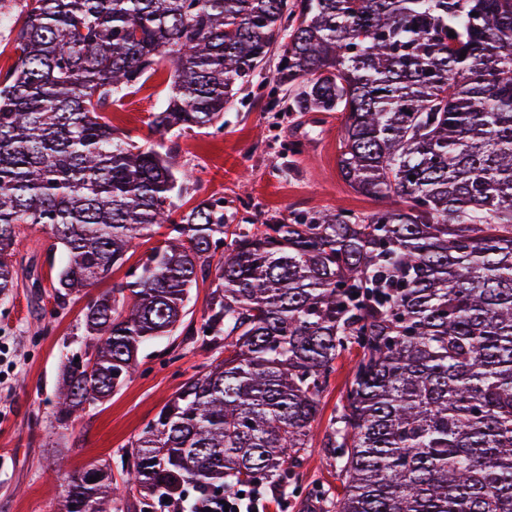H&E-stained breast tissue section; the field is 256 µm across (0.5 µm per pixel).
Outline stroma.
Wrapping results in <instances>:
<instances>
[{
    "label": "stroma",
    "mask_w": 512,
    "mask_h": 512,
    "mask_svg": "<svg viewBox=\"0 0 512 512\" xmlns=\"http://www.w3.org/2000/svg\"><path fill=\"white\" fill-rule=\"evenodd\" d=\"M170 71L161 66L113 107L109 118L121 136L140 144L154 140L148 117L165 101ZM254 91L251 85L240 91L237 104L224 114L222 132L179 139L177 161L199 178L197 198L223 197L239 224L272 217L289 221L303 210L344 208L366 215L380 208V201L357 194L339 175L341 113L272 111ZM50 244L41 227L25 231L14 256L17 286L8 300H0V512H61L65 471L89 462L109 463L113 479L121 480L120 459L128 441L211 358L185 333L202 322L208 293L202 285L188 305L183 330L149 342L138 372L123 390L69 429L52 431L62 342L88 299L123 280L124 273L115 271L86 296L58 308L50 288ZM357 355L351 349L337 360L320 397L316 433H323L335 415ZM341 488L334 457L315 445L286 489L264 485L260 491L268 512H301L310 495L332 500Z\"/></svg>",
    "instance_id": "obj_1"
}]
</instances>
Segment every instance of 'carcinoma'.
I'll return each mask as SVG.
<instances>
[{"label":"carcinoma","instance_id":"cac0c4a2","mask_svg":"<svg viewBox=\"0 0 512 512\" xmlns=\"http://www.w3.org/2000/svg\"><path fill=\"white\" fill-rule=\"evenodd\" d=\"M12 48L0 299L27 226L66 254L60 308L160 236L84 308L51 428L120 391L211 285L191 331L211 362L127 444L123 484L65 473L66 512H133L134 490L194 512L214 486L288 483L353 345L321 438L342 477L324 512H512V0H25ZM274 50L267 106L282 92L290 112L343 113L342 179L396 204L229 224L222 197L188 205L176 149L107 117L168 62L152 131L221 132ZM357 355L358 351L356 349H350L336 361V372L332 375L329 386L320 397L321 413L315 423V431L320 434V438L330 424V420L336 414L345 390L349 369Z\"/></svg>","mask_w":512,"mask_h":512}]
</instances>
